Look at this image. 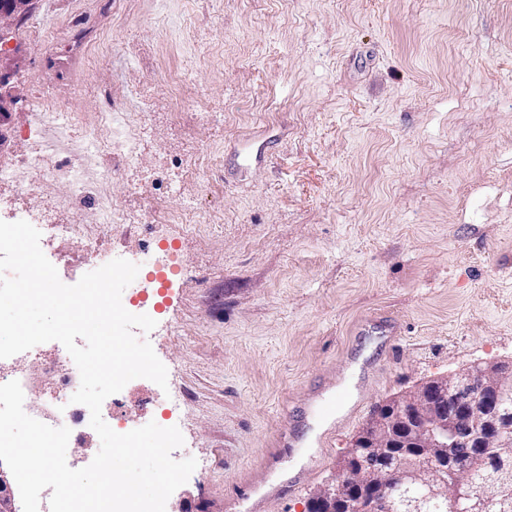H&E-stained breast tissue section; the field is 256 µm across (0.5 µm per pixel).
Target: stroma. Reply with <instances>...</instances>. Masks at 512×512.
I'll return each instance as SVG.
<instances>
[{
	"mask_svg": "<svg viewBox=\"0 0 512 512\" xmlns=\"http://www.w3.org/2000/svg\"><path fill=\"white\" fill-rule=\"evenodd\" d=\"M78 9L107 21L81 81L51 84L58 111L90 120L108 103L114 140L144 130L136 173L116 166L101 206L131 199L159 163L174 170L199 150L210 164L156 190L162 223L115 227L75 209L68 182L17 195L34 179L17 169L0 187V220L46 196L72 212L75 232L40 238L68 285L86 272L89 242L116 258L175 242L168 288L147 289L156 326L145 338L168 386L132 380L114 409L128 427H178L174 459H196L166 512H224L260 472L273 484L305 473L265 508L305 512L377 405L512 362V0H34L0 58L18 96L0 119L2 167L30 147L43 53ZM175 75L183 84L169 86ZM146 85L156 109L139 125L134 91ZM202 109L214 120L199 121ZM262 143L266 162L239 167L238 152ZM188 202L206 223H172ZM373 313L402 324L388 352L362 329ZM62 349L14 355L35 402ZM355 356L380 365L353 374ZM341 389L355 409L328 439L307 402ZM287 412L304 446L270 468Z\"/></svg>",
	"mask_w": 512,
	"mask_h": 512,
	"instance_id": "1",
	"label": "stroma"
}]
</instances>
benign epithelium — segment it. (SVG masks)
<instances>
[{"label":"benign epithelium","mask_w":512,"mask_h":512,"mask_svg":"<svg viewBox=\"0 0 512 512\" xmlns=\"http://www.w3.org/2000/svg\"><path fill=\"white\" fill-rule=\"evenodd\" d=\"M32 0H0V26L27 13ZM13 72L0 67V112L10 110ZM512 364H475L432 378L409 394L379 405L347 448L335 474L318 486L306 512H391L392 491L406 490L404 512H484L494 498L489 477L472 489L476 458L512 448ZM458 480L448 486L447 472ZM0 512H17L0 470Z\"/></svg>","instance_id":"benign-epithelium-1"}]
</instances>
